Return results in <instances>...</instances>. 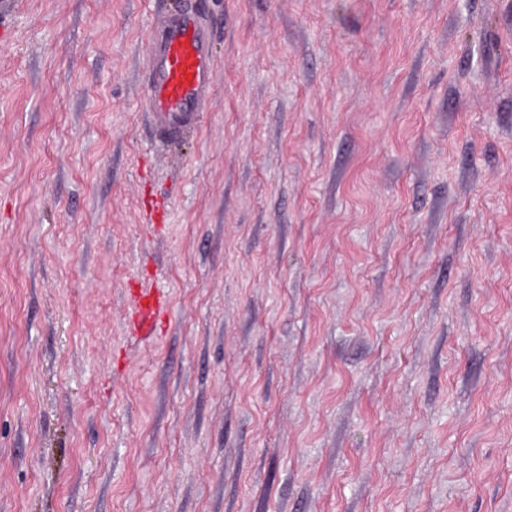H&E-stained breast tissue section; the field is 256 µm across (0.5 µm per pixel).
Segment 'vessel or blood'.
Wrapping results in <instances>:
<instances>
[{
  "instance_id": "obj_1",
  "label": "vessel or blood",
  "mask_w": 512,
  "mask_h": 512,
  "mask_svg": "<svg viewBox=\"0 0 512 512\" xmlns=\"http://www.w3.org/2000/svg\"><path fill=\"white\" fill-rule=\"evenodd\" d=\"M199 5L158 15L150 29L147 80L141 107L157 132L173 140L192 133L217 81L210 33ZM133 336H155L166 309L162 289L146 287L129 299Z\"/></svg>"
}]
</instances>
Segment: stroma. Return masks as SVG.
<instances>
[{"label": "stroma", "instance_id": "35a3bbf8", "mask_svg": "<svg viewBox=\"0 0 512 512\" xmlns=\"http://www.w3.org/2000/svg\"><path fill=\"white\" fill-rule=\"evenodd\" d=\"M175 2L0 0V512H512V0H209L168 142ZM200 5L158 15L150 29L141 107L157 132L173 140L195 130L211 100L217 71ZM129 303L131 335L139 339L155 336L166 309V296L162 288H140L131 293Z\"/></svg>", "mask_w": 512, "mask_h": 512}]
</instances>
